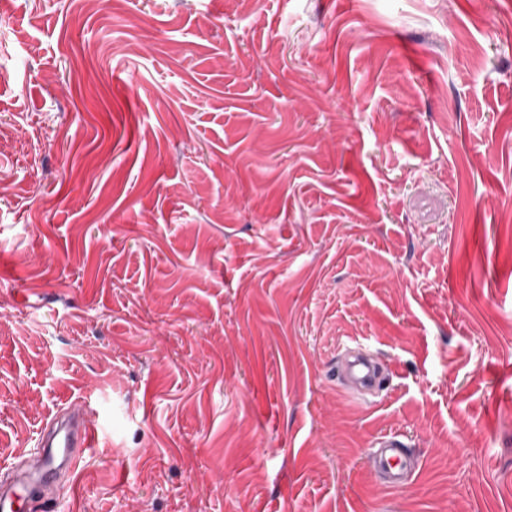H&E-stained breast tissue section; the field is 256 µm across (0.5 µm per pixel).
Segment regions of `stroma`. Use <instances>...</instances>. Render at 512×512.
<instances>
[{
	"instance_id": "obj_1",
	"label": "stroma",
	"mask_w": 512,
	"mask_h": 512,
	"mask_svg": "<svg viewBox=\"0 0 512 512\" xmlns=\"http://www.w3.org/2000/svg\"><path fill=\"white\" fill-rule=\"evenodd\" d=\"M74 402L55 512H512V0H9L0 465ZM346 369L352 379L364 388L371 387L376 380L377 368L374 362L361 354L350 355ZM378 444L379 449L372 456L373 463L387 473L393 486H397L402 482L407 470L404 445L393 437L386 438Z\"/></svg>"
}]
</instances>
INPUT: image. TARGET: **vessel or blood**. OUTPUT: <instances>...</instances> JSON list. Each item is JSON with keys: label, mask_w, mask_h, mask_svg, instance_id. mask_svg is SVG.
I'll return each instance as SVG.
<instances>
[{"label": "vessel or blood", "mask_w": 512, "mask_h": 512, "mask_svg": "<svg viewBox=\"0 0 512 512\" xmlns=\"http://www.w3.org/2000/svg\"><path fill=\"white\" fill-rule=\"evenodd\" d=\"M346 369L362 387L376 380L374 362L363 355H350ZM98 444L99 432L84 406L71 404L57 412L43 425L37 448L21 453L9 481L0 484V512H49L60 480L70 479L85 451ZM406 459L402 443L392 437L380 441L372 457L395 486L406 474Z\"/></svg>", "instance_id": "1"}]
</instances>
